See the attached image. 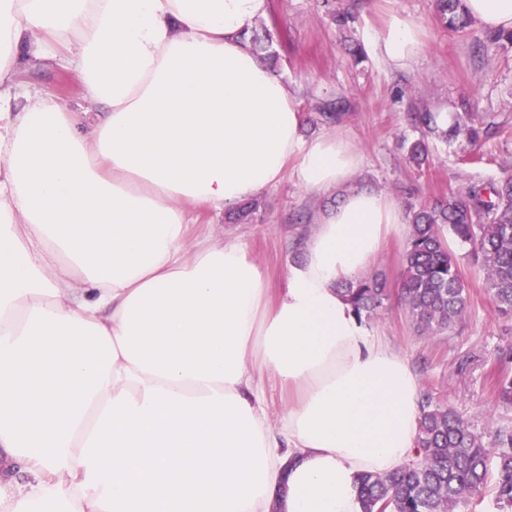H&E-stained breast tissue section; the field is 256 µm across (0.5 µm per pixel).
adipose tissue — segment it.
<instances>
[{
    "label": "adipose tissue",
    "mask_w": 512,
    "mask_h": 512,
    "mask_svg": "<svg viewBox=\"0 0 512 512\" xmlns=\"http://www.w3.org/2000/svg\"><path fill=\"white\" fill-rule=\"evenodd\" d=\"M268 0H0V512H362L416 462L419 378L337 284L391 228L362 157L305 117L247 34ZM395 16L376 41L422 51ZM63 49L94 112L14 102ZM292 173L321 212L270 299L231 239H189ZM292 394L272 419L267 381Z\"/></svg>",
    "instance_id": "1"
}]
</instances>
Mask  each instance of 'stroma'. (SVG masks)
Instances as JSON below:
<instances>
[{
	"instance_id": "obj_1",
	"label": "stroma",
	"mask_w": 512,
	"mask_h": 512,
	"mask_svg": "<svg viewBox=\"0 0 512 512\" xmlns=\"http://www.w3.org/2000/svg\"><path fill=\"white\" fill-rule=\"evenodd\" d=\"M321 2L268 0V11L258 23L272 37V49L278 55L276 76L296 96L305 116V137L332 130L316 124L313 106L317 101L336 93L347 98L349 115L335 130L353 141L363 156L355 184L384 193L399 205L408 197L420 205L464 187L467 181L498 177L502 167L512 162V51L491 50L485 58L473 57L472 38L480 34V26H473L468 35L444 28L432 0H359V21L351 32L337 30ZM393 15L407 17L421 28L423 51L416 62L399 69L370 52L365 62L354 64L344 43L356 38L371 45ZM35 91L50 94L72 112L91 109L76 73L63 57L26 59L14 93L21 101ZM461 100L469 101L474 111L500 113L504 128L474 145L431 141L428 162L420 168L409 164L402 143L415 136L405 121L410 104L425 102L441 112L449 102ZM259 200L247 224L225 223L223 214L197 207L189 234L237 239L261 266L270 287L278 288L289 263L300 256V241L315 232L314 217L327 200L306 193L289 177ZM411 234L408 226L391 233L363 273L366 279L384 281L391 293L380 315L366 325L408 357L423 390L493 434L501 424L512 422V410L498 408L493 396L497 357L512 353V321L493 311L485 274L465 255L461 267L471 294L465 318L441 336L418 331L396 298L401 258Z\"/></svg>"
}]
</instances>
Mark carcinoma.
<instances>
[{"label":"carcinoma","instance_id":"1","mask_svg":"<svg viewBox=\"0 0 512 512\" xmlns=\"http://www.w3.org/2000/svg\"><path fill=\"white\" fill-rule=\"evenodd\" d=\"M437 19L446 28L464 32L470 18L464 0H433ZM355 0L328 10L339 28L357 20ZM512 47V32H485L476 39L474 53L488 46ZM345 97L317 105L319 120L338 124L349 115ZM497 115L480 117L456 113L449 125L425 107L406 113L419 136L406 144L410 163L420 168L428 159L429 141L446 143L460 138L470 143L490 136ZM413 232L402 257L400 300L414 326L429 336H441L468 312L470 296L459 258L447 245L449 233L480 264L489 288L491 305L503 318L512 319V165L495 180L471 181L462 189L436 197L426 206L405 209ZM342 291L358 318L378 314L388 299L385 285L376 280H349ZM498 405L512 408V377L495 379ZM417 448L420 461L385 475H365L360 483L363 512H459L463 505L482 502L492 487L497 509L512 508V425L499 426L488 439L464 415L422 394Z\"/></svg>","mask_w":512,"mask_h":512}]
</instances>
